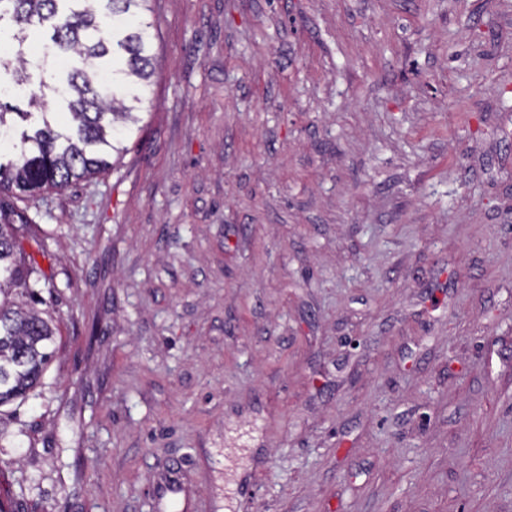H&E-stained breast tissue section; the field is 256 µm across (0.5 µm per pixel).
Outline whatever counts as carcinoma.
Returning a JSON list of instances; mask_svg holds the SVG:
<instances>
[{
  "label": "carcinoma",
  "mask_w": 512,
  "mask_h": 512,
  "mask_svg": "<svg viewBox=\"0 0 512 512\" xmlns=\"http://www.w3.org/2000/svg\"><path fill=\"white\" fill-rule=\"evenodd\" d=\"M151 0H0V406L40 383L54 350L53 320L42 316L41 270L24 253L28 219L8 203L17 194L64 189L98 174L123 151L134 110L149 107L155 73ZM41 74L33 80L29 70ZM51 72L50 79L42 74ZM52 94L69 114H38L9 103L42 105Z\"/></svg>",
  "instance_id": "cac0c4a2"
}]
</instances>
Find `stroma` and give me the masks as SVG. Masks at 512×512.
Wrapping results in <instances>:
<instances>
[{
	"label": "stroma",
	"mask_w": 512,
	"mask_h": 512,
	"mask_svg": "<svg viewBox=\"0 0 512 512\" xmlns=\"http://www.w3.org/2000/svg\"><path fill=\"white\" fill-rule=\"evenodd\" d=\"M111 167L15 199L59 350L10 512H512V0H153Z\"/></svg>",
	"instance_id": "stroma-1"
}]
</instances>
